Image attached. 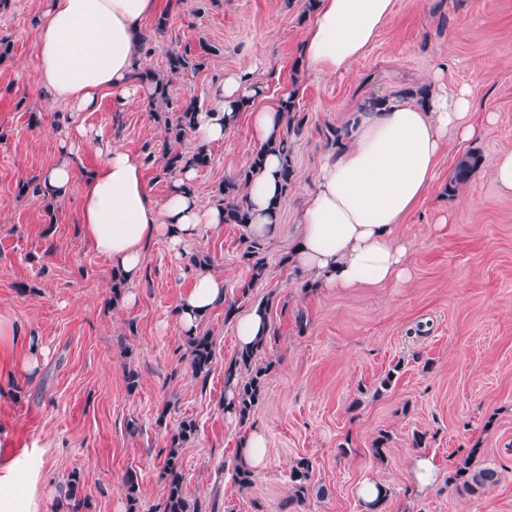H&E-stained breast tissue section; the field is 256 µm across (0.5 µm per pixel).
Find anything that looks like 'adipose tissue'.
Listing matches in <instances>:
<instances>
[{"label":"adipose tissue","mask_w":512,"mask_h":512,"mask_svg":"<svg viewBox=\"0 0 512 512\" xmlns=\"http://www.w3.org/2000/svg\"><path fill=\"white\" fill-rule=\"evenodd\" d=\"M157 7L158 0H47L38 19L43 97L72 112H91L104 93L134 95L136 37ZM394 9L395 0H316L301 41L308 72L333 77L348 71ZM261 96L244 73L228 74L216 108L200 113L197 136L204 142L223 139L241 103ZM471 100L470 88L435 82L423 105L412 97H394L377 107L361 101L305 194L295 263L330 288L405 279L411 244L396 236V227L433 188L450 143L481 138L493 121L489 115L474 119ZM60 142L67 159L45 170L43 181L61 198L82 179V232L127 282L140 277L148 241L163 238L179 249L224 222L222 207L191 190L192 169H185L157 203L148 194L142 163L131 153L103 142L81 123L67 127ZM85 150L100 157L87 174L71 162ZM281 164L278 154H267L247 186L249 236L266 239L276 231L273 205L282 192ZM223 299V277L199 272L176 311L185 334ZM39 475L33 449L1 465L0 512H37Z\"/></svg>","instance_id":"ef3b65f1"}]
</instances>
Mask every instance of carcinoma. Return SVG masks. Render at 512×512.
Returning a JSON list of instances; mask_svg holds the SVG:
<instances>
[{
    "label": "carcinoma",
    "instance_id": "cac0c4a2",
    "mask_svg": "<svg viewBox=\"0 0 512 512\" xmlns=\"http://www.w3.org/2000/svg\"><path fill=\"white\" fill-rule=\"evenodd\" d=\"M168 69L176 74L187 69H197L204 64L202 56L187 50L171 51L167 56ZM135 77L142 83L152 87L149 105L155 107L161 103L168 111L160 114L164 121L167 137L158 158L162 164V171L171 178H176L186 167L200 168L210 163V155L205 145H199L192 151L176 148L186 137L195 131L198 114L201 112L197 99L191 97L181 103L173 101L169 90V80L160 77L149 70L136 71ZM285 109V127L273 144L257 149L248 167L234 180H226L219 185L214 194V202L224 207V223L235 224L246 228L251 223L249 205L244 193L253 169L263 163V155L269 151H276L283 157L281 170L282 192H287L292 185L295 170L291 160V141L293 135L298 134L304 125L305 116L297 109L295 93L288 94ZM482 162V156L476 152H468L457 161L448 182V191L453 192L469 181L472 174ZM264 240L245 237L243 240L242 261L250 269V282L243 285L242 293H247L251 283L260 280L266 272V257L264 256ZM268 339L264 338L252 348L240 350L235 360L224 367V388L231 397L224 403V409L235 413L242 420L250 417L260 403L263 395L265 381L273 368V364L259 361V354L264 349ZM190 366L193 374L202 381H207L211 365L215 357V341L209 332H194L187 336ZM197 425L194 420L185 419L180 422L178 431L171 438V444L164 449L165 457L161 470V479L165 484V496L154 507L153 512H205L202 504L189 502L184 496L182 474V459L180 449L190 439L194 438ZM313 469L312 462L302 458L292 466L290 481L292 491L288 499L282 504V509L288 510L296 503L303 501L311 493L310 477ZM232 479L241 489L251 487L254 474L251 468L242 460H237L234 466ZM451 481L456 487L473 495L498 481V474L492 468H472L470 458H465L457 467ZM126 498L128 512H139V484L137 476L129 474L126 478ZM82 490L81 478L72 474L66 482L64 500L66 508L73 510L85 507L86 501L80 497Z\"/></svg>",
    "mask_w": 512,
    "mask_h": 512
}]
</instances>
